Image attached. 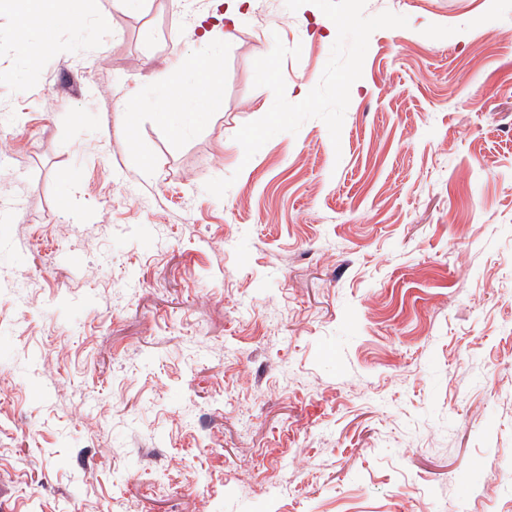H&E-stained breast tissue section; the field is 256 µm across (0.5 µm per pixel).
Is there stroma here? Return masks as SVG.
Masks as SVG:
<instances>
[{
  "instance_id": "35a3bbf8",
  "label": "stroma",
  "mask_w": 512,
  "mask_h": 512,
  "mask_svg": "<svg viewBox=\"0 0 512 512\" xmlns=\"http://www.w3.org/2000/svg\"><path fill=\"white\" fill-rule=\"evenodd\" d=\"M224 7L86 0L34 60L0 11V512H512V0H367L409 25L339 143L249 159L255 60L300 47L296 103L337 34L255 0L176 133L157 88Z\"/></svg>"
}]
</instances>
